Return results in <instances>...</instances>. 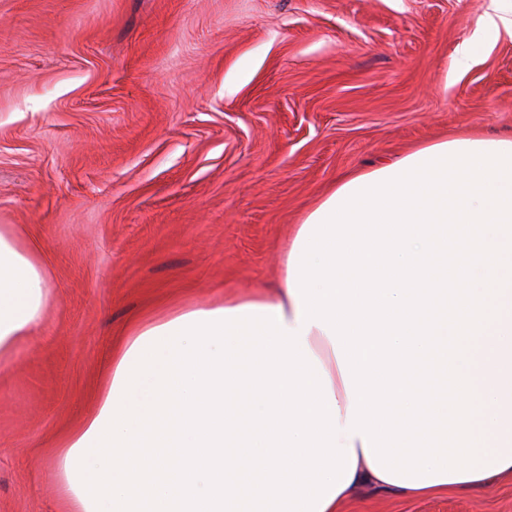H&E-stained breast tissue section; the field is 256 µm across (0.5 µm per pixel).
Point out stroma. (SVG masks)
Instances as JSON below:
<instances>
[{
	"label": "stroma",
	"mask_w": 512,
	"mask_h": 512,
	"mask_svg": "<svg viewBox=\"0 0 512 512\" xmlns=\"http://www.w3.org/2000/svg\"><path fill=\"white\" fill-rule=\"evenodd\" d=\"M466 130L512 137V0H0V226L51 288L0 366V512H65L132 320L275 283L338 179ZM341 512H512V476Z\"/></svg>",
	"instance_id": "35a3bbf8"
}]
</instances>
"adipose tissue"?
<instances>
[{"instance_id": "1", "label": "adipose tissue", "mask_w": 512, "mask_h": 512, "mask_svg": "<svg viewBox=\"0 0 512 512\" xmlns=\"http://www.w3.org/2000/svg\"><path fill=\"white\" fill-rule=\"evenodd\" d=\"M50 287L46 268L35 250L27 245L10 226H0V363L12 357L17 345L40 324L49 305ZM247 305L277 307L288 327L297 324L298 305L288 292L286 280H279L272 288H260L246 296L225 298L223 306L234 309ZM310 356L319 358L327 371L340 410H347L349 400L339 370L334 347L321 329L314 328L307 335ZM477 368L478 391L486 401V427L489 431V457H512V350H491L481 345L474 355ZM357 459L354 476L349 486L326 507L325 512H340L355 489L367 486L379 491L390 490L391 485L371 469L361 436L351 439Z\"/></svg>"}]
</instances>
